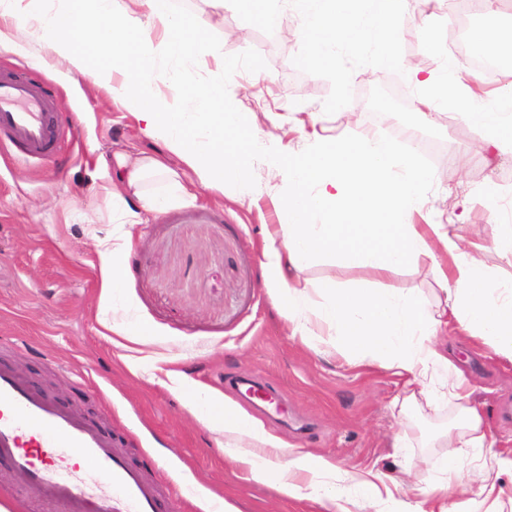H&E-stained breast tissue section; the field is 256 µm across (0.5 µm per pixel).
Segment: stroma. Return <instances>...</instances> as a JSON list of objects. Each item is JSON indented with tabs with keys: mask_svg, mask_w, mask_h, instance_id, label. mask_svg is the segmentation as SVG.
<instances>
[{
	"mask_svg": "<svg viewBox=\"0 0 512 512\" xmlns=\"http://www.w3.org/2000/svg\"><path fill=\"white\" fill-rule=\"evenodd\" d=\"M172 7L194 16L204 31L208 67L189 64L192 80L215 78L217 59L238 60L247 125L277 122V136L294 154L313 150V139L302 131L309 124L323 136L382 131L399 151L414 153L436 173V181L423 188L430 220L460 214L463 235L480 231L487 245L497 235L490 207L512 203V152L490 148L486 132L456 112L419 116L412 106L416 89L397 63L342 48L344 71L308 69L301 63L303 40H283L233 0L215 27L206 0H172ZM421 10L422 0H401L396 52L434 69L443 60L428 54L426 29L446 37L455 16L434 11L421 27ZM15 38L28 52L0 48V68L32 70L53 89L65 140L53 159L34 164L16 160L11 145L0 142V362L122 438L146 477L164 486L175 512H205L204 500L212 495L236 512H324L314 500L292 499L248 480L225 454L223 431L193 413V388L238 400L289 451L334 459L351 472L376 467L395 478L410 500H421L431 468L449 452L443 436L458 426L462 403L443 388L403 405L401 378L291 336L261 280L265 227L277 221L272 201L288 194L287 181L272 173L265 151L251 159L262 193L258 205L238 197L228 182L220 191L198 189L194 202L144 211L138 223H124L102 190L107 175L100 158L155 155L177 170L182 162L163 140L146 138L137 117L113 101L106 87L89 77L71 81L66 64L29 32ZM383 80L397 86L403 106L371 104L365 88ZM342 91L349 95L347 113L333 106ZM465 198L471 204L463 214L456 203ZM104 243L123 248L122 300L135 312L141 342L116 345L100 325ZM299 277L313 284L335 280L348 288L411 291L425 305L435 302L430 272L413 263L377 282L365 270L338 266L325 256ZM444 340L473 387L471 403L495 452H511L512 362L454 331ZM174 372L184 373L186 385L171 380ZM228 373L262 379L289 414L312 424L313 435L294 433L269 410L238 398L220 381ZM401 430L407 438L398 448L394 437ZM0 507L65 512L58 502L34 499L4 462Z\"/></svg>",
	"mask_w": 512,
	"mask_h": 512,
	"instance_id": "stroma-1",
	"label": "stroma"
}]
</instances>
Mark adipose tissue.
<instances>
[{"label":"adipose tissue","instance_id":"obj_1","mask_svg":"<svg viewBox=\"0 0 512 512\" xmlns=\"http://www.w3.org/2000/svg\"><path fill=\"white\" fill-rule=\"evenodd\" d=\"M397 0H299L301 22L295 31L308 44L305 64L335 66L336 50L367 48L398 62L395 51ZM29 31L67 60L69 72L88 76L111 89L135 113L146 136L162 139L169 150L210 189L232 179L242 196L258 204L248 156L271 140L270 132L242 129L241 114L229 103L227 83L237 64L217 63L222 80L187 82L173 62L200 60L204 36L196 19L173 10L171 0H0V45L16 49L12 34ZM113 46L112 65L92 62L86 46ZM453 62L423 69L407 66L419 89L416 108L431 118L455 108L469 124L490 134L512 127V87L487 90L481 72L449 82ZM270 163L289 186L286 199L275 201L277 223L267 225L262 278L293 335L305 344L329 337L337 352L361 365L392 371L406 385H427L447 378L464 400L456 438L458 455L438 463L423 500L407 499L398 484L387 483L374 468L349 473L335 462L296 453L232 402L223 414L213 411V396L191 397L200 420L224 429V451L258 483L275 482L294 498L313 495L334 503L360 495L386 512H449L448 499L460 485L459 455L482 456L489 446L484 419L468 406L467 379L440 347L437 338L457 330L476 339L497 356L512 361V289L485 276L476 251L454 224H419L420 192L434 181L412 155L398 152L379 132L318 139L309 154L289 156L280 146ZM116 181L106 186L126 218H134L130 201L158 209L163 198L194 201L179 173L155 157L119 158ZM165 181L164 195L149 193V174ZM323 255L381 277L409 262L427 266L436 284V304L424 305L413 293L334 284L312 293L295 279Z\"/></svg>","mask_w":512,"mask_h":512}]
</instances>
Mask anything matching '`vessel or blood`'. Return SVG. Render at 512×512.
Masks as SVG:
<instances>
[{"label": "vessel or blood", "instance_id": "obj_1", "mask_svg": "<svg viewBox=\"0 0 512 512\" xmlns=\"http://www.w3.org/2000/svg\"><path fill=\"white\" fill-rule=\"evenodd\" d=\"M61 115L38 81L0 71V140L28 159L46 160L61 147ZM10 462L30 492L66 512H167V495L134 463L121 440L84 415L51 400L11 365L0 363V460ZM91 465L110 486L88 491L73 476Z\"/></svg>", "mask_w": 512, "mask_h": 512}]
</instances>
